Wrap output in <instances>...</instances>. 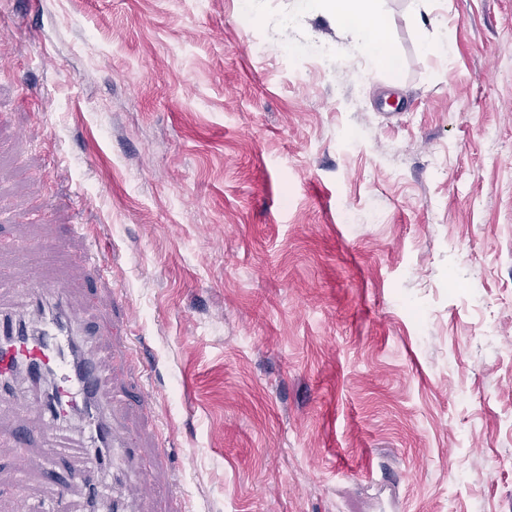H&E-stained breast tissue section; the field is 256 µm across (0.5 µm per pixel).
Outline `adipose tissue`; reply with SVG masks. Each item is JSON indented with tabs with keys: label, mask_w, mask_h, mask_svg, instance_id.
Here are the masks:
<instances>
[{
	"label": "adipose tissue",
	"mask_w": 512,
	"mask_h": 512,
	"mask_svg": "<svg viewBox=\"0 0 512 512\" xmlns=\"http://www.w3.org/2000/svg\"><path fill=\"white\" fill-rule=\"evenodd\" d=\"M325 3L336 18L345 20L354 36L361 41L373 65L393 64L391 49L377 38L381 20L374 13L373 0H325Z\"/></svg>",
	"instance_id": "adipose-tissue-1"
}]
</instances>
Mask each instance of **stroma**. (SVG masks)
<instances>
[{"label":"stroma","instance_id":"35a3bbf8","mask_svg":"<svg viewBox=\"0 0 512 512\" xmlns=\"http://www.w3.org/2000/svg\"><path fill=\"white\" fill-rule=\"evenodd\" d=\"M377 10L393 68L322 0H0V236L83 227L66 311L166 450L126 512H512V0ZM58 491L0 444V512Z\"/></svg>","mask_w":512,"mask_h":512}]
</instances>
